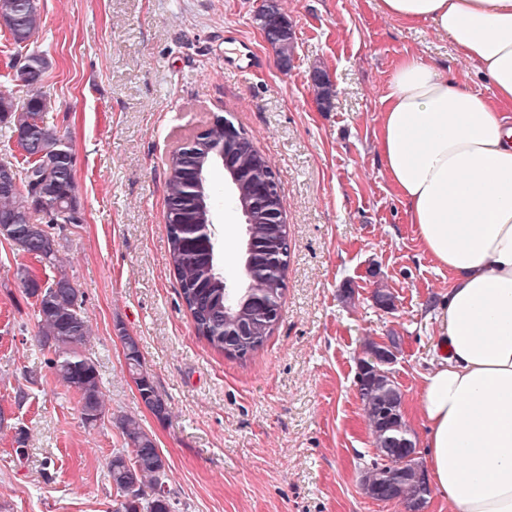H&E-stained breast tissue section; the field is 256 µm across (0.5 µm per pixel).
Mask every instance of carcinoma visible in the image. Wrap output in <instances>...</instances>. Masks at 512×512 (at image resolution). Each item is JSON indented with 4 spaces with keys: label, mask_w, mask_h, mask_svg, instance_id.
Masks as SVG:
<instances>
[{
    "label": "carcinoma",
    "mask_w": 512,
    "mask_h": 512,
    "mask_svg": "<svg viewBox=\"0 0 512 512\" xmlns=\"http://www.w3.org/2000/svg\"><path fill=\"white\" fill-rule=\"evenodd\" d=\"M20 21L8 28L15 44L27 47L42 27L38 0H14ZM267 39L276 47L280 59L287 63L294 50L290 25L274 7L263 9ZM16 65L26 69V86L31 94L19 103L0 94V123L15 138L19 154L0 157L16 169L20 188L12 193L0 192V217L10 218L8 241L44 268L60 262V249H51L42 226L80 224L83 222L74 177L75 163H62L54 169L42 165L41 157H54L66 149L74 153L67 137L44 121L48 108L39 90L48 68L47 53L28 50L18 57ZM207 145L224 148L228 175L235 178V206L248 214L250 242L265 254L264 263L276 261L287 266L281 254L284 225L282 199L259 201L253 187L275 179L267 158L254 146L248 135L243 142L224 145V127L215 124L207 131ZM206 159L201 148L183 147L173 154L167 169V238L169 263L176 275L180 297L189 311L195 331L215 350L228 356L244 358L264 345L279 318L285 292L283 273L252 279L241 272V288L225 287L214 241L200 234V226L211 221L209 190L198 188V175ZM41 221L34 222L36 214ZM17 279L25 293L36 298L38 336L42 347L53 350L46 365L67 387L79 395L82 420L94 426L106 414L102 382L95 361L81 346L90 336L89 321L83 315L80 290L55 287V279L40 281L30 268L17 270ZM126 365L144 403L161 421L169 416L165 399L144 371L138 339L122 336ZM364 377L356 381L363 410L371 426L372 445L390 449L391 461L382 462L374 454L371 467L363 479V490L373 499L392 496L404 503L409 512H419L430 497L431 489L413 448H393L390 438H411L402 411L399 384L388 376L389 368L371 359V348L359 359ZM127 449L112 454L107 469L114 488L123 497L114 512H174L167 480L169 466L156 442L132 416L116 420Z\"/></svg>",
    "instance_id": "obj_1"
}]
</instances>
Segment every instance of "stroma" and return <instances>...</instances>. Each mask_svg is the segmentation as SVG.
<instances>
[{
    "label": "stroma",
    "mask_w": 512,
    "mask_h": 512,
    "mask_svg": "<svg viewBox=\"0 0 512 512\" xmlns=\"http://www.w3.org/2000/svg\"><path fill=\"white\" fill-rule=\"evenodd\" d=\"M287 18L282 62L256 19ZM36 45L50 67L44 114L71 141L80 224L62 230L61 269L83 294L108 411L86 427L74 392L46 366L36 306L15 276L29 256L0 240V512H113L107 463L136 417L168 464L176 512H406L362 489L372 438L355 386L367 342L400 338L390 370L415 442L430 369L429 312L448 271L425 255L376 150L381 96L395 61L421 55L487 91L429 24L406 27L377 0H39ZM237 30L265 61L224 67ZM331 86L318 103L311 78ZM226 118L269 160L288 225L287 290L264 346L243 360L197 336L169 264L167 163ZM218 248L240 266L244 219L223 171L209 176ZM388 289L392 310L373 291ZM135 336L170 410L158 420L125 360ZM25 402H18L19 393Z\"/></svg>",
    "instance_id": "1"
}]
</instances>
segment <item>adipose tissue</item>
Listing matches in <instances>:
<instances>
[{
	"instance_id": "adipose-tissue-1",
	"label": "adipose tissue",
	"mask_w": 512,
	"mask_h": 512,
	"mask_svg": "<svg viewBox=\"0 0 512 512\" xmlns=\"http://www.w3.org/2000/svg\"><path fill=\"white\" fill-rule=\"evenodd\" d=\"M426 22L487 80L402 56L378 153L423 250L450 276L419 408L427 474L448 512H512V0H378Z\"/></svg>"
}]
</instances>
